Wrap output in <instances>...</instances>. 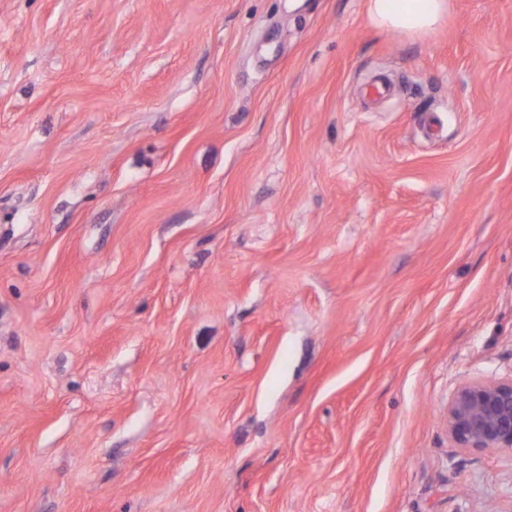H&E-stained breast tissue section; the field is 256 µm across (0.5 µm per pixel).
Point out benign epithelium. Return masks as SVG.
<instances>
[{"instance_id": "obj_1", "label": "benign epithelium", "mask_w": 512, "mask_h": 512, "mask_svg": "<svg viewBox=\"0 0 512 512\" xmlns=\"http://www.w3.org/2000/svg\"><path fill=\"white\" fill-rule=\"evenodd\" d=\"M445 425L458 448L512 451V378L462 383L448 403Z\"/></svg>"}]
</instances>
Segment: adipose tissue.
I'll return each instance as SVG.
<instances>
[{
	"instance_id": "ef3b65f1",
	"label": "adipose tissue",
	"mask_w": 512,
	"mask_h": 512,
	"mask_svg": "<svg viewBox=\"0 0 512 512\" xmlns=\"http://www.w3.org/2000/svg\"><path fill=\"white\" fill-rule=\"evenodd\" d=\"M448 10V0H369V14L378 28L408 36L434 31Z\"/></svg>"
}]
</instances>
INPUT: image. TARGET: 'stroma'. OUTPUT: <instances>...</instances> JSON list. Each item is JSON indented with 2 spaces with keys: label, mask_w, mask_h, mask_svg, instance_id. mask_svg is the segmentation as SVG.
<instances>
[{
  "label": "stroma",
  "mask_w": 512,
  "mask_h": 512,
  "mask_svg": "<svg viewBox=\"0 0 512 512\" xmlns=\"http://www.w3.org/2000/svg\"><path fill=\"white\" fill-rule=\"evenodd\" d=\"M510 376L512 0H0V512H512ZM448 10L449 0H369V14L378 28L408 36L434 31ZM445 425L456 447L512 452V377L462 383L448 403Z\"/></svg>",
  "instance_id": "stroma-1"
}]
</instances>
